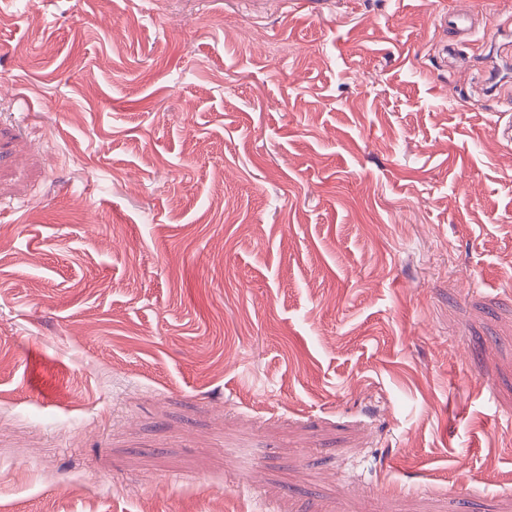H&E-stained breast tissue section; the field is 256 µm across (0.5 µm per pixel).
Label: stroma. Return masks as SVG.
<instances>
[{
    "instance_id": "35a3bbf8",
    "label": "stroma",
    "mask_w": 512,
    "mask_h": 512,
    "mask_svg": "<svg viewBox=\"0 0 512 512\" xmlns=\"http://www.w3.org/2000/svg\"><path fill=\"white\" fill-rule=\"evenodd\" d=\"M505 23L0 0V512H512ZM472 15L467 9H457L451 13L444 12L438 15V26L444 32L452 30L461 37H469L470 26L468 25ZM502 65L496 64L485 70L484 90L489 95L495 93L502 83L510 82V62L507 59H501Z\"/></svg>"
}]
</instances>
